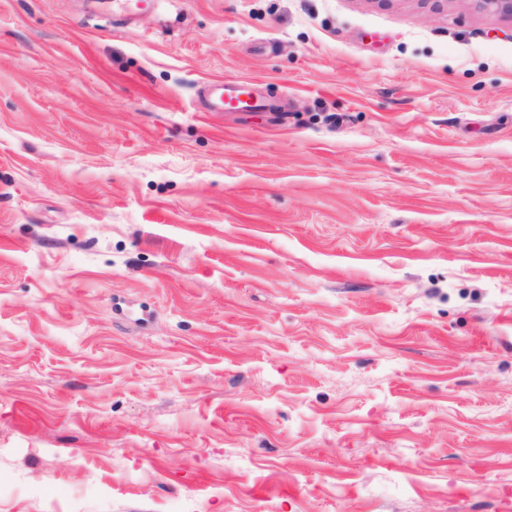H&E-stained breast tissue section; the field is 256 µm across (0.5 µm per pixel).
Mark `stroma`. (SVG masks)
<instances>
[{"label": "stroma", "instance_id": "stroma-1", "mask_svg": "<svg viewBox=\"0 0 512 512\" xmlns=\"http://www.w3.org/2000/svg\"><path fill=\"white\" fill-rule=\"evenodd\" d=\"M0 512H512V20L0 0ZM220 90L217 105L227 110H256L262 105L260 100L251 95V82L243 79L214 80L212 82Z\"/></svg>", "mask_w": 512, "mask_h": 512}]
</instances>
